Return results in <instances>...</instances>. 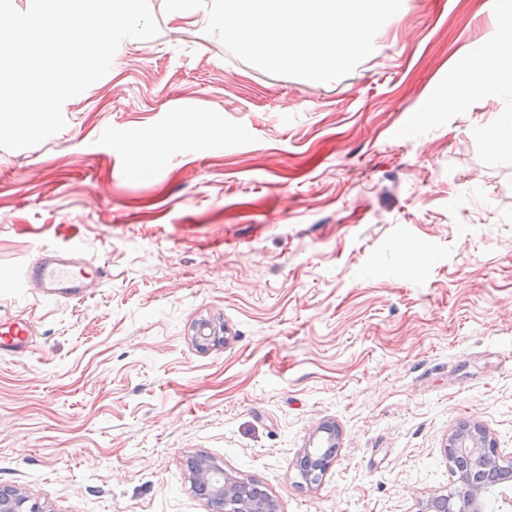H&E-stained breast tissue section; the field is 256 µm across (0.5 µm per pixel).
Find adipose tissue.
I'll return each mask as SVG.
<instances>
[{"mask_svg": "<svg viewBox=\"0 0 512 512\" xmlns=\"http://www.w3.org/2000/svg\"><path fill=\"white\" fill-rule=\"evenodd\" d=\"M496 39L469 62L448 91L449 107L472 97L493 98L512 93V0H502Z\"/></svg>", "mask_w": 512, "mask_h": 512, "instance_id": "1", "label": "adipose tissue"}]
</instances>
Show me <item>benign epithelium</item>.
<instances>
[{
	"instance_id": "obj_1",
	"label": "benign epithelium",
	"mask_w": 512,
	"mask_h": 512,
	"mask_svg": "<svg viewBox=\"0 0 512 512\" xmlns=\"http://www.w3.org/2000/svg\"><path fill=\"white\" fill-rule=\"evenodd\" d=\"M221 327L210 320L198 323L195 342L202 351L209 344H220ZM446 455L452 476L456 477L457 488L442 496L428 500L420 512H481L482 502L488 489L497 483L498 478L512 475V452L504 453L497 447L487 431L478 424H465L456 430L446 445ZM482 456L489 471L473 475L465 466V461L473 456ZM191 484L200 491L210 512H279L276 500L267 494L256 497L246 495L243 490L246 482L224 472L208 457L198 458L192 470ZM0 512H48L44 506L31 501L13 486H0Z\"/></svg>"
}]
</instances>
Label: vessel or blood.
Wrapping results in <instances>:
<instances>
[{
	"mask_svg": "<svg viewBox=\"0 0 512 512\" xmlns=\"http://www.w3.org/2000/svg\"><path fill=\"white\" fill-rule=\"evenodd\" d=\"M103 268L84 260L74 262L61 252L45 250L21 275L16 285L30 288L44 297L71 299L80 295L87 282L104 279ZM34 334L29 322L0 317V356L27 352Z\"/></svg>",
	"mask_w": 512,
	"mask_h": 512,
	"instance_id": "b4317fda",
	"label": "vessel or blood"
}]
</instances>
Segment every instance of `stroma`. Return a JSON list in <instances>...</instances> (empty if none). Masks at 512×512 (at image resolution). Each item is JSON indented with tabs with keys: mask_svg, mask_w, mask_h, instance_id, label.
I'll list each match as a JSON object with an SVG mask.
<instances>
[{
	"mask_svg": "<svg viewBox=\"0 0 512 512\" xmlns=\"http://www.w3.org/2000/svg\"><path fill=\"white\" fill-rule=\"evenodd\" d=\"M66 101L65 128L0 149V485L50 512H209L187 461L280 512H419L480 423L512 452V95L442 96L497 34L495 0H403L344 78L274 76L165 12ZM204 139H175L178 113ZM106 277L10 287L46 248ZM204 319L225 341L200 351ZM336 429L322 479L297 456ZM34 330L29 322L0 316V356L17 355L31 348Z\"/></svg>",
	"mask_w": 512,
	"mask_h": 512,
	"instance_id": "35a3bbf8",
	"label": "stroma"
}]
</instances>
